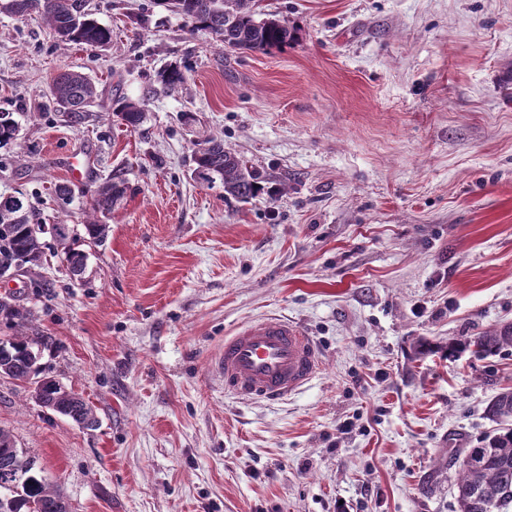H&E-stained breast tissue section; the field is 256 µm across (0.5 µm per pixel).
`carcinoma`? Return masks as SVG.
<instances>
[{
	"label": "carcinoma",
	"mask_w": 512,
	"mask_h": 512,
	"mask_svg": "<svg viewBox=\"0 0 512 512\" xmlns=\"http://www.w3.org/2000/svg\"><path fill=\"white\" fill-rule=\"evenodd\" d=\"M155 4L180 14L194 30L207 31L227 48L248 52L280 48L298 41L288 24L258 10L257 0H154ZM0 13L24 17L39 15L62 43L102 47L112 39V30L86 12L80 0H0ZM185 80L178 66L158 73V81L175 89ZM98 97L92 79L79 71L58 73L50 83V101L78 122ZM116 111L124 125L135 128L145 112L136 102L120 98ZM21 126L14 112H0V147L16 141ZM194 172L210 184H224V196L248 202L264 190L262 175L243 156L224 147V142L204 138L194 152ZM126 191L119 177H111L91 191L87 238L105 243L109 225L100 224L97 214L112 212ZM53 238L63 248L71 276L82 275L87 255L70 245L69 229L53 226ZM47 249L40 225L32 222L31 206L23 194H0V272L24 259L41 260ZM31 311L12 298H0V325L12 330L0 336V376L28 382L39 369L40 349L53 344L50 336H29ZM512 348V325L494 327L471 339L448 343V354L469 349L478 357ZM37 401L41 406L73 422L98 423L94 407L82 395L48 378L41 384ZM495 420L512 417V391L498 394L488 408ZM457 512H512V428L480 441L461 459L455 483ZM61 495L39 476L37 461L16 447L14 439L0 429V512H61Z\"/></svg>",
	"instance_id": "1"
}]
</instances>
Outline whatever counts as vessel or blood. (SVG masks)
Listing matches in <instances>:
<instances>
[{"instance_id":"vessel-or-blood-1","label":"vessel or blood","mask_w":512,"mask_h":512,"mask_svg":"<svg viewBox=\"0 0 512 512\" xmlns=\"http://www.w3.org/2000/svg\"><path fill=\"white\" fill-rule=\"evenodd\" d=\"M322 360L317 343L299 324L267 315L225 337L213 369L225 392L242 400H275L316 379Z\"/></svg>"}]
</instances>
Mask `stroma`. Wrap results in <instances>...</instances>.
Segmentation results:
<instances>
[{
    "mask_svg": "<svg viewBox=\"0 0 512 512\" xmlns=\"http://www.w3.org/2000/svg\"><path fill=\"white\" fill-rule=\"evenodd\" d=\"M83 4L108 45L0 13V112L22 125L0 193L75 234L90 190L126 183L105 244H79L82 281L52 248L5 284L54 339L44 374L98 424L0 377V428L69 512H456L451 451L500 431L487 408L512 389V349L417 346L512 323V0H262L301 39L247 53L152 0ZM170 64L173 90L157 81ZM61 69L97 86L77 123L38 108ZM119 95L143 101L137 129ZM204 134L277 195L200 182ZM270 313L315 339L321 372L280 401L232 398L209 356ZM45 379L36 398L41 406L76 423H98L94 407L82 395L68 390L55 379Z\"/></svg>",
    "mask_w": 512,
    "mask_h": 512,
    "instance_id": "35a3bbf8",
    "label": "stroma"
}]
</instances>
